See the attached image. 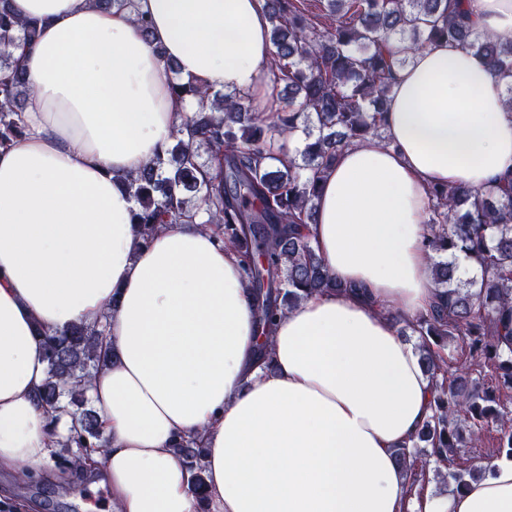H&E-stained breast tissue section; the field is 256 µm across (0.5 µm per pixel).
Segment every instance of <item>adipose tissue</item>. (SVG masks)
<instances>
[{
    "instance_id": "adipose-tissue-1",
    "label": "adipose tissue",
    "mask_w": 512,
    "mask_h": 512,
    "mask_svg": "<svg viewBox=\"0 0 512 512\" xmlns=\"http://www.w3.org/2000/svg\"><path fill=\"white\" fill-rule=\"evenodd\" d=\"M8 0L39 37L22 54L25 130L0 152V466L48 461L70 416L38 404L44 338L106 324L111 363L90 394L110 439L95 453L113 512H512V461L463 490L412 499L395 458L434 389L388 313L435 298L424 239L431 185L483 189L512 171L508 80L445 41L413 51L382 137L339 152L310 231L344 294L306 298L273 328L272 365L239 253L197 224L140 243L121 179L152 162L195 109L163 62L212 91L270 86L261 0ZM512 37V0H464ZM195 437L206 488L175 454ZM93 2H95L97 6L103 8H113L119 11H126L132 14L134 23L138 27L139 31L142 33L144 37L148 36L151 21L146 15L141 14L136 10L135 0H93Z\"/></svg>"
}]
</instances>
